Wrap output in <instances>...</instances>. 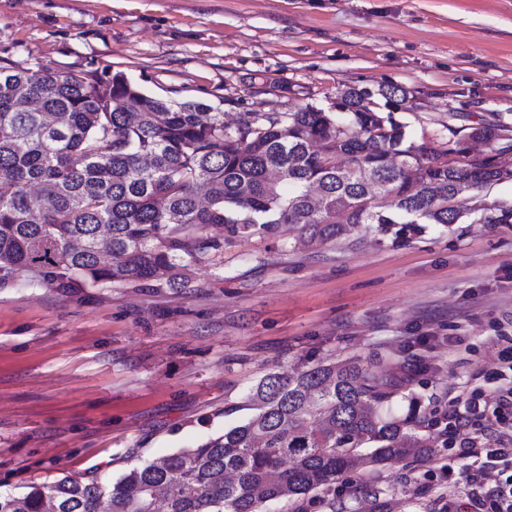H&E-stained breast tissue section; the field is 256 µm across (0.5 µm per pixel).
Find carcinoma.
<instances>
[{
    "instance_id": "cac0c4a2",
    "label": "carcinoma",
    "mask_w": 512,
    "mask_h": 512,
    "mask_svg": "<svg viewBox=\"0 0 512 512\" xmlns=\"http://www.w3.org/2000/svg\"><path fill=\"white\" fill-rule=\"evenodd\" d=\"M305 106L224 113L148 95L122 72L0 70V272H36L49 285L78 281L179 288L190 268L224 247L282 227L299 243L375 224H460L465 195L512 180V126H449L448 147L408 140L393 113ZM485 150L470 154L464 138ZM455 154L454 163L448 155ZM420 187L407 192L409 175ZM489 224H512L493 205ZM398 393L361 359L269 374L240 425L116 478L29 484L0 491V512H261L283 500L301 512L311 493L336 512V479L435 451L427 417L383 412Z\"/></svg>"
}]
</instances>
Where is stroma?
Instances as JSON below:
<instances>
[{"instance_id": "1", "label": "stroma", "mask_w": 512, "mask_h": 512, "mask_svg": "<svg viewBox=\"0 0 512 512\" xmlns=\"http://www.w3.org/2000/svg\"><path fill=\"white\" fill-rule=\"evenodd\" d=\"M0 67H108L229 124L398 86L408 138L440 147L448 126L512 123V0H0ZM509 332L512 224L255 236L180 288L18 275L0 283V489L119 476L241 424L264 376L352 356L402 379L390 415L413 400L438 423L494 386L490 343ZM466 466L442 443L348 471L336 507L369 512L370 481L386 512H468Z\"/></svg>"}]
</instances>
